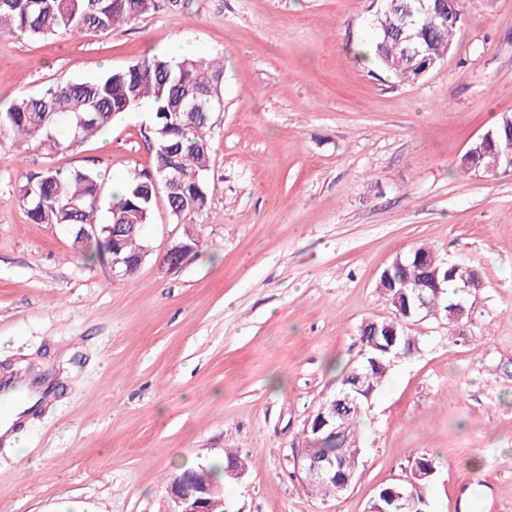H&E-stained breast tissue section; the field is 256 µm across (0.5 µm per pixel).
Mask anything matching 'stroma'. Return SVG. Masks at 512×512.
I'll return each mask as SVG.
<instances>
[{"mask_svg":"<svg viewBox=\"0 0 512 512\" xmlns=\"http://www.w3.org/2000/svg\"><path fill=\"white\" fill-rule=\"evenodd\" d=\"M440 64L405 83L364 53L371 0H194L107 33L0 35V106L191 37L224 58L200 247L162 268L185 226L157 196L130 277L83 258L67 224H33L18 188L45 162L117 181L153 169L148 105L44 158L0 136V364L60 366V401L0 445V512H173L184 469L248 463L224 512H368L419 454L428 512H512V172H468L470 144L512 113V0H460ZM421 245L485 286L416 340L363 412L352 487L312 495L295 448L392 317L380 272Z\"/></svg>","mask_w":512,"mask_h":512,"instance_id":"1","label":"stroma"}]
</instances>
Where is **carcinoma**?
Here are the masks:
<instances>
[{"instance_id": "carcinoma-1", "label": "carcinoma", "mask_w": 512, "mask_h": 512, "mask_svg": "<svg viewBox=\"0 0 512 512\" xmlns=\"http://www.w3.org/2000/svg\"><path fill=\"white\" fill-rule=\"evenodd\" d=\"M194 0H0V34L20 33L31 38L77 37L88 32L106 33L165 6L188 10ZM432 0H386L385 9L375 16V30L370 56L380 68L402 82H417L428 74V67L448 54L461 26V14L429 11ZM412 40H407V37ZM224 57L190 56L172 58L146 56L117 70H107L85 82L57 83L37 95L21 94L0 108V128L12 134L21 145H35L46 156L74 151L92 136L108 127L112 116L146 103L152 112L154 166L150 173L135 176L121 184V191L111 195L108 223L134 224L123 236L125 256L145 253L142 226L146 223L154 198L163 192L169 211L184 224L200 214L208 203L211 164V116L201 111L193 97L206 98L223 91ZM186 113L178 124L169 113ZM494 147L502 157H512V134L496 121ZM161 167H171L178 175V186L162 180ZM103 179L96 170H64L51 165L32 175L19 189V200L34 224H95L101 210ZM83 246H94L102 258L112 259V244L105 237L76 233ZM423 254L434 266L445 262L426 246H420L399 262L384 269L379 279L386 282L388 300L395 301L401 291L422 284L427 273L416 264ZM448 292H426L425 314L443 312L448 323L457 325L466 314L459 305L465 299L459 278L448 274L444 283ZM366 357L377 360L369 366L368 388L378 392L392 367V360L403 352L398 346L389 352L373 349L368 341ZM341 410L337 416L336 438L314 454L330 453L340 457L344 469L357 471L359 449L351 447L357 439L359 419L366 400L343 381L336 392ZM413 465L427 473L417 480L416 509L424 512L437 469L435 460L420 454ZM378 500L388 512H410L407 500H396L389 488L378 493Z\"/></svg>"}]
</instances>
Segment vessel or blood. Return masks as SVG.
Wrapping results in <instances>:
<instances>
[{"mask_svg": "<svg viewBox=\"0 0 512 512\" xmlns=\"http://www.w3.org/2000/svg\"><path fill=\"white\" fill-rule=\"evenodd\" d=\"M58 389L59 380L55 377L1 376L0 406L12 407L13 415L8 420H0V442L10 437L23 418L51 405L58 396Z\"/></svg>", "mask_w": 512, "mask_h": 512, "instance_id": "obj_1", "label": "vessel or blood"}]
</instances>
